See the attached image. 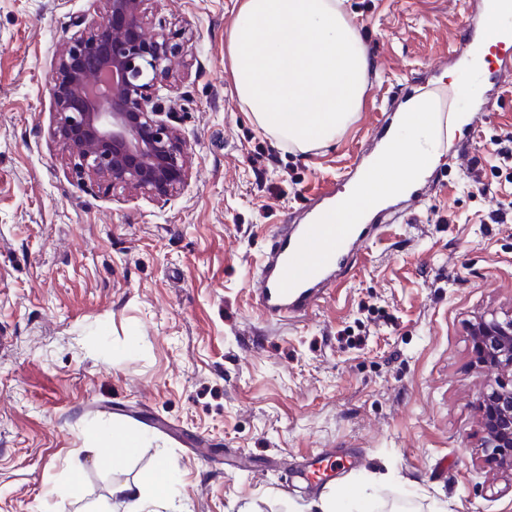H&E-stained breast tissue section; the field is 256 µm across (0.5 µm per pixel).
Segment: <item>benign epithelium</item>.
<instances>
[{
    "label": "benign epithelium",
    "mask_w": 512,
    "mask_h": 512,
    "mask_svg": "<svg viewBox=\"0 0 512 512\" xmlns=\"http://www.w3.org/2000/svg\"><path fill=\"white\" fill-rule=\"evenodd\" d=\"M104 11L78 17L52 73L53 139L72 174L164 203L191 175L189 145L174 125L179 103L168 80L181 45L146 33V0H103ZM476 363L503 375L481 393L484 461L512 475V315L469 325Z\"/></svg>",
    "instance_id": "7a95c632"
}]
</instances>
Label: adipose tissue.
<instances>
[{
  "instance_id": "ef3b65f1",
  "label": "adipose tissue",
  "mask_w": 512,
  "mask_h": 512,
  "mask_svg": "<svg viewBox=\"0 0 512 512\" xmlns=\"http://www.w3.org/2000/svg\"><path fill=\"white\" fill-rule=\"evenodd\" d=\"M231 75L243 109L278 142L306 152L335 141L358 112L368 59L340 0H240L228 42ZM397 135L373 158V171L350 184L327 224H359L433 167L441 147L437 103L409 101ZM169 470L112 489L127 512H142L148 494L164 498Z\"/></svg>"
}]
</instances>
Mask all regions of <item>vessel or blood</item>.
Returning a JSON list of instances; mask_svg holds the SVG:
<instances>
[{
    "label": "vessel or blood",
    "instance_id": "obj_1",
    "mask_svg": "<svg viewBox=\"0 0 512 512\" xmlns=\"http://www.w3.org/2000/svg\"><path fill=\"white\" fill-rule=\"evenodd\" d=\"M482 34L469 28L457 56L459 89H466L471 80L490 83L497 57L512 53V42H498L488 52H481ZM364 239L360 224L284 225L274 239L256 279L257 303L269 316L280 317L308 311L317 299L319 289L335 280L339 260L353 252ZM329 448L307 460L298 476L309 486L321 487L335 482L346 470L345 464L333 468L322 465L323 458L332 456Z\"/></svg>",
    "mask_w": 512,
    "mask_h": 512
}]
</instances>
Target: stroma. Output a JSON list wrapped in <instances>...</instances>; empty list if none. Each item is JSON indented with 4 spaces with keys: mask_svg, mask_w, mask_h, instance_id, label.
Wrapping results in <instances>:
<instances>
[{
    "mask_svg": "<svg viewBox=\"0 0 512 512\" xmlns=\"http://www.w3.org/2000/svg\"><path fill=\"white\" fill-rule=\"evenodd\" d=\"M481 0H343L369 68L359 112L303 153L244 112L226 44L237 0H150L188 48L173 82L192 175L169 201L78 180L56 146L60 41L102 0H0V512H114L159 466L180 512H321L294 472L361 462L346 512H512L483 461L468 326L512 312V65L494 97L450 77ZM432 95L440 159L308 313L265 317L256 273L319 188L343 195L381 115ZM503 216L500 224L490 215ZM142 438L96 464L103 430ZM204 440L201 448L193 440ZM82 468L79 496L69 492Z\"/></svg>",
    "mask_w": 512,
    "mask_h": 512,
    "instance_id": "obj_1",
    "label": "stroma"
}]
</instances>
